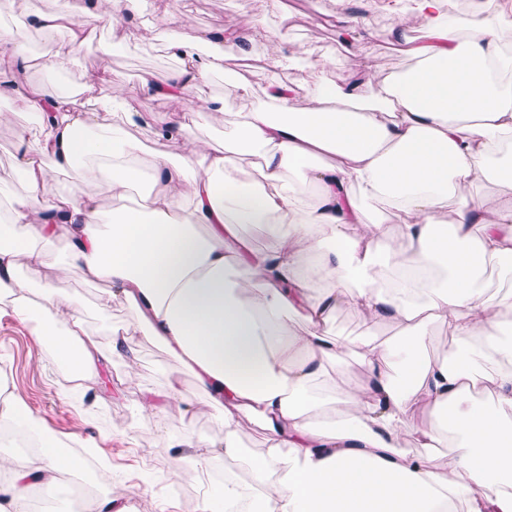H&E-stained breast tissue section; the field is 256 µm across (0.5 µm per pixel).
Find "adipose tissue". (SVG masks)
Here are the masks:
<instances>
[{"label":"adipose tissue","instance_id":"obj_1","mask_svg":"<svg viewBox=\"0 0 512 512\" xmlns=\"http://www.w3.org/2000/svg\"><path fill=\"white\" fill-rule=\"evenodd\" d=\"M137 4L62 0L30 23L48 40L68 29L74 55ZM411 11L390 38L412 68L389 73L371 59L366 80L339 84L296 57L309 89L299 109L276 74L285 37L272 36L267 66L234 77L245 101L262 86L263 104L212 102L228 134L189 161L147 153L130 132L172 139L197 113L148 120L120 93L82 111L70 92L25 90L28 70L48 75L59 62L30 56L0 23V96L36 115L19 134L26 189L0 210V311L82 374L109 358L135 369L138 353L125 333L105 343L86 333L81 298L64 292L71 273L100 286V307L119 297L136 308L144 336L219 415L225 458L255 476L251 490L232 479L209 487L199 512H225L232 499L249 512H512V330L502 328L512 298L486 277L492 262L512 274V23L491 0L462 24L445 0H413ZM169 49L179 67L163 83L141 76V94L184 97L247 53L220 33ZM77 167L81 182L58 188L57 174ZM484 181L498 193L475 194ZM244 224L267 228L264 250L241 236ZM60 240L68 252L42 278ZM340 308L390 325L395 339L327 334ZM433 325L450 344L430 360L420 347ZM245 418L264 434L255 458L238 443ZM409 438L415 451L403 448ZM84 468L50 441L31 460L1 453L0 512H29L23 489L56 497L61 473Z\"/></svg>","mask_w":512,"mask_h":512}]
</instances>
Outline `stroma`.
Segmentation results:
<instances>
[{"instance_id":"obj_1","label":"stroma","mask_w":512,"mask_h":512,"mask_svg":"<svg viewBox=\"0 0 512 512\" xmlns=\"http://www.w3.org/2000/svg\"><path fill=\"white\" fill-rule=\"evenodd\" d=\"M407 0H151L153 22H146L142 12L130 14L122 28L123 43H116L111 31L102 30L86 43L76 58L64 59L65 79L46 78L32 70L30 80L43 95L91 85L96 96L111 94L114 86L128 88L134 103L145 117L184 112L182 101L139 94L143 73H152L165 81L177 68L178 61L164 47L171 30L169 15L186 17L187 33L208 34L223 29L242 31L250 40L248 59L232 64L233 71H244L266 64L270 45L268 33H288L289 49L324 62L327 76L349 82L363 75L366 59L376 57L388 70L402 72L413 61L387 40L388 31L403 18ZM363 17L356 36L345 30L348 17ZM107 73L106 82L96 74ZM200 118L171 152L188 157L198 141L223 139L224 124L206 114L213 99L221 98L228 111L235 112L242 103L237 98L231 73L216 74L201 80L194 91ZM29 117L11 112L8 100H0V174L8 176L5 192H23L25 182L15 169L19 133L28 126ZM68 292L83 298L88 333L106 338L112 330L125 332L139 351L136 378H128L123 362H103L94 376L77 392L61 390L64 375L57 371L50 353H36L30 339L29 325L20 323L10 313L0 312V368H6L11 390L35 417L36 425L64 443L89 444L99 457L112 466V482L123 483L128 497L125 512H190L199 503L207 485L195 478L190 498H183L170 480L178 476L186 463L187 449L174 447L175 437L184 433L205 434L215 444H223L224 430L211 413L200 412L192 420L181 419L176 409L140 413L138 404L146 391L160 389L168 372L178 364L165 350L144 339L136 322V312L116 299L108 312H100L99 290L80 276H72ZM330 334L348 338L370 336L385 341L392 330L368 320L359 312L343 308L328 321Z\"/></svg>"}]
</instances>
